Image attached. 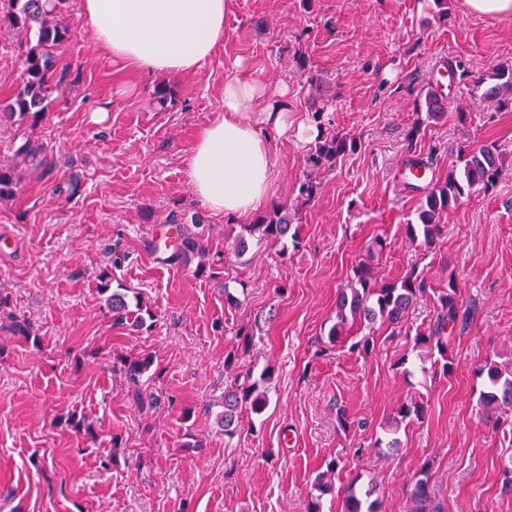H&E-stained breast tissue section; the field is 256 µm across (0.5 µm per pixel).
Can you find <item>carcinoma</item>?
<instances>
[{
	"mask_svg": "<svg viewBox=\"0 0 512 512\" xmlns=\"http://www.w3.org/2000/svg\"><path fill=\"white\" fill-rule=\"evenodd\" d=\"M67 0H9V10L0 14V28L16 33L25 52L21 58L22 83L11 94L7 103H0V111L9 117L24 121L37 118L48 110L55 93L64 86L60 48L69 38L68 26L64 23L63 11ZM299 72L313 89L310 105V120L317 129V135L310 148L307 162L311 174L300 183L298 196L302 203L310 202L318 190V182L313 174L322 169H332L337 162L357 148L355 139L340 134L333 129L330 117L336 94L329 93L328 86L318 74L306 68L304 56L298 57ZM512 95V68L499 65L479 77L472 85L471 97L486 101L497 99L505 94ZM419 115L408 130L406 137L413 141L421 135L424 122L435 120L445 113L444 103L427 92L417 103ZM17 160L13 164L0 163V201L14 198L21 188L23 171L33 168L47 172L53 166L52 159L35 138H28L19 147ZM460 169H451L444 181H436L425 192L416 211L415 220L404 225V236L412 244L431 248L442 234L440 224L442 214L457 206L461 199L476 189L488 190L496 184L505 165V154L495 145H483L458 150ZM294 215L288 206L275 205L255 223L243 226V233L236 237L235 251L244 255L249 242L270 243L287 247L288 239H296L290 233ZM386 247L385 240L377 236L367 245L365 258L353 268L350 280L338 290L336 298V323L328 333L329 342L337 343L356 324L365 327L381 322L391 328V335L401 332L403 323L417 301L427 294V277L424 271L413 265L399 279L383 281L378 279L379 258ZM203 239L196 234L182 238L180 249L175 256L193 254L205 255ZM99 292L104 295V308L119 322L128 324L135 330L153 326L155 315L147 302L139 295L134 301L128 300L125 292L111 290L112 274L104 269L99 274ZM436 302V317L432 325L418 331L414 347L424 352V357L441 364L442 372L448 374L453 369V359L449 354L448 332L455 327L459 317V295L453 275H448V287L432 289ZM250 347L249 334H243L236 349L224 357V368L231 370L238 363L239 356L247 353ZM154 365L153 356L144 353L136 357L118 356L113 361V371L120 373L127 385V396L139 411L148 413L159 408L161 396L147 393L142 379ZM273 366H265L259 374L247 369L237 374L234 384L224 389V412L220 415V425L224 428V438L234 439L244 429V415H260L269 403L270 386L275 378ZM478 375H486L485 389L480 391L478 401L485 418L499 423L503 413L512 411V358L503 362H488L476 370ZM424 404L417 399H409L395 409L383 430L387 440H377V447L390 449L400 447L396 437L400 425L405 420L424 417ZM67 425L79 434L97 440L93 422L85 415L75 412L67 416ZM339 462H329L326 470L314 480L318 494L311 496L307 512H321L320 494L333 488V479ZM406 492V512H440L436 503L431 473L424 464L411 477ZM343 494L344 512H382L377 484L370 480L363 485L357 480L349 481L338 489Z\"/></svg>",
	"mask_w": 512,
	"mask_h": 512,
	"instance_id": "1",
	"label": "carcinoma"
}]
</instances>
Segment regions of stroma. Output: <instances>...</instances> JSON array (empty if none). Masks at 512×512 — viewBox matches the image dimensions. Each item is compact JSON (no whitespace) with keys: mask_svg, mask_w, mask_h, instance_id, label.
Returning <instances> with one entry per match:
<instances>
[{"mask_svg":"<svg viewBox=\"0 0 512 512\" xmlns=\"http://www.w3.org/2000/svg\"><path fill=\"white\" fill-rule=\"evenodd\" d=\"M64 19L63 97L33 126L0 114V162L30 134L56 162L0 202V235L16 241L14 253H0V293L9 297L0 318V512H307L313 480L332 460L341 481L378 482L383 512H404L405 484L426 461L445 512H512V493L502 489L512 411L488 424L475 375L512 352V101L469 95L479 73L512 65V16H475L460 0L444 11L435 0H233L214 53L167 78L102 53L81 0H68ZM300 51L330 81L334 127L358 148L317 173L318 193L303 204L311 141L292 127L269 130L275 179L263 208L295 209L298 243L284 252L255 243L240 257L231 243L257 213L225 217L204 207L186 159L198 130L223 112L235 62L270 89L287 86L289 108L306 115ZM21 52L15 36L0 33V101L21 81ZM447 63L448 112L408 141L419 94ZM164 84L171 94L161 104ZM491 143L507 156L495 187L444 213L435 247L409 244L403 226L420 194L395 182L397 170L421 154L441 180L459 147ZM162 224L203 232L206 257L156 255ZM378 235L387 242L386 280L415 262L432 287L456 282L470 319L450 340L452 373L420 360L414 346L436 316L430 297L412 307L403 335L378 324L368 351L330 343L337 291ZM202 261L213 275L197 274ZM105 268L113 288L150 304L152 329L114 324L97 289ZM15 316L32 324L35 340L12 334ZM243 328L254 336L241 368L271 364L276 375L253 429L228 442L218 418L236 373L224 356ZM143 351L162 372L153 386L166 399L148 417L112 370L113 355ZM414 397L426 402L425 418L402 425L400 448L383 452V423ZM340 410L355 427L338 426ZM71 412L94 421L97 440L64 424ZM190 429L204 437L201 450L185 448ZM115 435L121 454L102 468Z\"/></svg>","mask_w":512,"mask_h":512,"instance_id":"1","label":"stroma"}]
</instances>
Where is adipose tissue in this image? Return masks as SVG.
Here are the masks:
<instances>
[{
    "instance_id": "obj_1",
    "label": "adipose tissue",
    "mask_w": 512,
    "mask_h": 512,
    "mask_svg": "<svg viewBox=\"0 0 512 512\" xmlns=\"http://www.w3.org/2000/svg\"><path fill=\"white\" fill-rule=\"evenodd\" d=\"M232 0H81L99 48L152 75L196 70L224 37ZM286 90L271 91L245 68L224 84V112L196 135L187 160L196 198L211 212L249 214L271 190L266 128L287 129Z\"/></svg>"
}]
</instances>
